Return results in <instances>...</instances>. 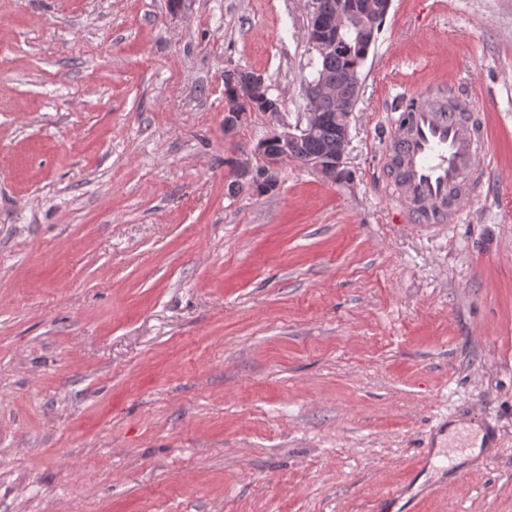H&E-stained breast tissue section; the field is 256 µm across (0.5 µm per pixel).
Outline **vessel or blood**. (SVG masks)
Masks as SVG:
<instances>
[{
    "label": "vessel or blood",
    "instance_id": "obj_1",
    "mask_svg": "<svg viewBox=\"0 0 512 512\" xmlns=\"http://www.w3.org/2000/svg\"><path fill=\"white\" fill-rule=\"evenodd\" d=\"M476 109L461 93L447 109L425 90L405 99L404 121L388 144L394 165L386 189L407 222L443 228L470 210L490 176L487 131L471 118Z\"/></svg>",
    "mask_w": 512,
    "mask_h": 512
}]
</instances>
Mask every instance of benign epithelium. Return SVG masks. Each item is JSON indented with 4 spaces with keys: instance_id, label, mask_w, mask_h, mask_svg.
Instances as JSON below:
<instances>
[{
    "instance_id": "obj_1",
    "label": "benign epithelium",
    "mask_w": 512,
    "mask_h": 512,
    "mask_svg": "<svg viewBox=\"0 0 512 512\" xmlns=\"http://www.w3.org/2000/svg\"><path fill=\"white\" fill-rule=\"evenodd\" d=\"M311 10L306 27L307 39L311 48L319 57L329 55L343 36L357 33L365 36L374 21L381 15H387L391 0H310ZM309 89L308 112L305 127L283 126V130L274 133L270 140L277 145L278 162L292 161L297 158L301 143L313 136L319 125L332 113H325L319 108V102L326 99L336 104V113L348 115L349 102L341 96L337 88L313 78L307 83ZM247 101L256 100L265 104L270 114H278L279 102L269 97V86L265 78L253 73L245 85ZM348 139V125H343L336 147L319 154L308 156L303 165L318 170L328 177L333 171H341L344 150Z\"/></svg>"
}]
</instances>
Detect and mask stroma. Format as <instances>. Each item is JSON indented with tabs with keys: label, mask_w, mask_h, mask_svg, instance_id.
<instances>
[{
	"label": "stroma",
	"mask_w": 512,
	"mask_h": 512,
	"mask_svg": "<svg viewBox=\"0 0 512 512\" xmlns=\"http://www.w3.org/2000/svg\"><path fill=\"white\" fill-rule=\"evenodd\" d=\"M306 0H0V512H512V0H392L345 176ZM279 115L224 127V73ZM472 95L460 223L382 183L404 96ZM497 427L468 467L448 428ZM250 76V77H249ZM237 77L236 73H229L226 74V81L233 83L235 82ZM249 78V79H248ZM245 89L247 94L243 97V99L247 100L248 102H251L252 100L259 101L261 103H255L253 107L250 109L256 110L258 112H265V108L269 114H279V102L277 99H272L269 97V87L266 84L265 78L261 74L252 73H246V72H240L238 73V88H234L230 83L224 82L225 85V94L227 99V108L230 110L242 108L245 102H239V96H238V90L242 92L244 95V89L242 85L246 83Z\"/></svg>",
	"instance_id": "obj_1"
}]
</instances>
